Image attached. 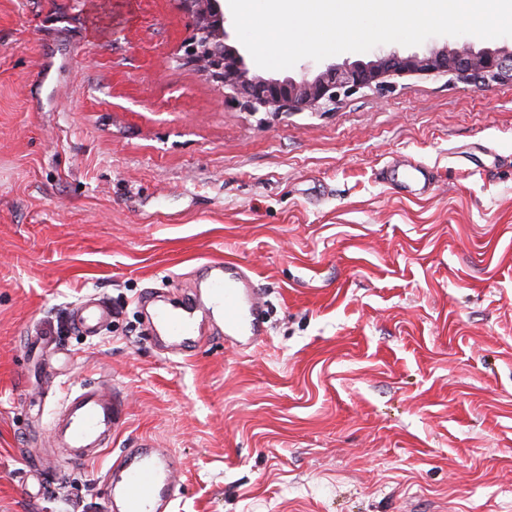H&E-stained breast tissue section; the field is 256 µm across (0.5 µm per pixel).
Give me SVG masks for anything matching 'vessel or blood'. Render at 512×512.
I'll return each mask as SVG.
<instances>
[{
	"mask_svg": "<svg viewBox=\"0 0 512 512\" xmlns=\"http://www.w3.org/2000/svg\"><path fill=\"white\" fill-rule=\"evenodd\" d=\"M208 291L210 308L219 310L228 338L241 349L254 347L264 336V302L252 278L236 263L214 262ZM198 299H189L184 308H157L151 333L191 340ZM111 316L107 305L95 300L80 303L73 312L77 328L93 336ZM123 398L103 389H87L69 395L58 408L52 424L54 447L64 451L72 464H82L100 456L112 444L124 415ZM115 467L124 480L116 495L122 512H170L179 483L169 449L143 442L123 451Z\"/></svg>",
	"mask_w": 512,
	"mask_h": 512,
	"instance_id": "b4317fda",
	"label": "vessel or blood"
}]
</instances>
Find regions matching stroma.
<instances>
[{
    "mask_svg": "<svg viewBox=\"0 0 512 512\" xmlns=\"http://www.w3.org/2000/svg\"><path fill=\"white\" fill-rule=\"evenodd\" d=\"M193 29L181 0H0V512H109L145 438L171 512H512V83L273 115L187 63ZM408 162L435 186L382 179ZM215 260L248 270L264 340L199 313L157 350L143 298ZM89 296L117 312L96 337ZM100 381L127 415L74 467L51 415ZM111 316L107 305L95 300L80 303L73 312L77 328L87 336H95L102 323Z\"/></svg>",
    "mask_w": 512,
    "mask_h": 512,
    "instance_id": "35a3bbf8",
    "label": "stroma"
}]
</instances>
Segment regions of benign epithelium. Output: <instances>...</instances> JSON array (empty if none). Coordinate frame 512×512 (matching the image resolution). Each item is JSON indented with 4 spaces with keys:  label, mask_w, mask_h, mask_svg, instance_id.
Instances as JSON below:
<instances>
[{
    "label": "benign epithelium",
    "mask_w": 512,
    "mask_h": 512,
    "mask_svg": "<svg viewBox=\"0 0 512 512\" xmlns=\"http://www.w3.org/2000/svg\"><path fill=\"white\" fill-rule=\"evenodd\" d=\"M195 19L187 45L191 63L222 81L224 88L254 110L275 114L317 112L337 97L362 89H384L410 76H450L474 85L512 82V46L477 48L467 39L419 54H375L367 61L327 63L299 78L275 77L246 67L230 40L220 0H183Z\"/></svg>",
    "instance_id": "benign-epithelium-1"
}]
</instances>
